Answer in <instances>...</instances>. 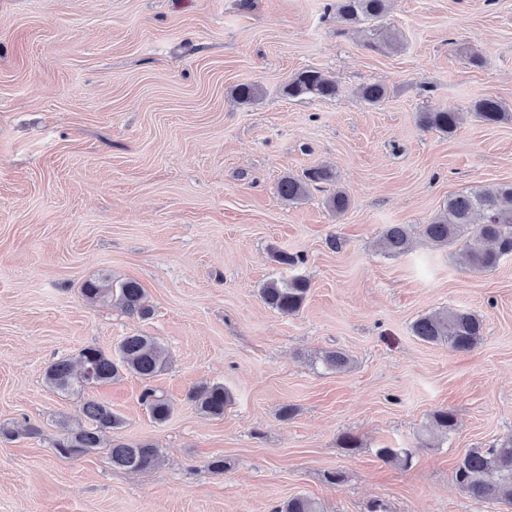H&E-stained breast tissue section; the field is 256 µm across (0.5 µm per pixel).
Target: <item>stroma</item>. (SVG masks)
<instances>
[{
  "label": "stroma",
  "instance_id": "stroma-1",
  "mask_svg": "<svg viewBox=\"0 0 512 512\" xmlns=\"http://www.w3.org/2000/svg\"><path fill=\"white\" fill-rule=\"evenodd\" d=\"M330 2L0 0V425L16 430L0 435V512H272L296 495L322 512L374 499L512 512L455 480L468 449L512 434V256L475 273L462 243L420 233L448 196L512 183V120L470 113L484 97L512 111V0H392L360 25ZM385 29L399 45L372 49ZM305 69L339 95L286 96ZM372 82L390 90L376 106L357 94ZM241 83L259 100L239 103ZM445 106L463 114L453 136L419 126ZM321 164L336 185L279 196L283 176ZM336 186L351 199L341 216L325 203ZM391 224L414 239L395 258L377 247ZM294 276L310 284L297 315L264 304L266 282ZM102 277L138 281L151 317L84 300ZM448 307L481 316L472 351L414 336L416 319ZM133 332L171 354L151 382L125 375L81 396L46 385L55 359L114 351ZM334 349L349 369L323 367ZM202 383L232 393L223 417L188 402ZM148 386L171 401L168 421L148 414ZM87 398L123 418L119 438L160 448L161 465L128 472L103 448L59 457L57 422ZM440 408L456 417L445 437L426 431ZM347 433L355 452L339 446ZM382 446L415 448L412 466L381 461ZM336 469L344 481L328 483Z\"/></svg>",
  "mask_w": 512,
  "mask_h": 512
}]
</instances>
